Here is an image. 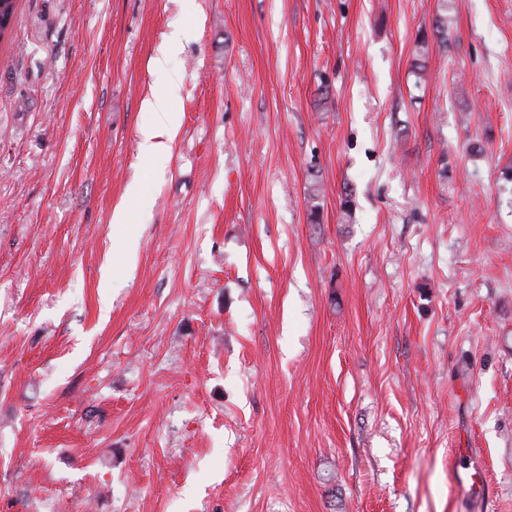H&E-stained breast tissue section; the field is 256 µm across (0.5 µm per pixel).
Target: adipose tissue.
Instances as JSON below:
<instances>
[{
  "label": "adipose tissue",
  "instance_id": "ef3b65f1",
  "mask_svg": "<svg viewBox=\"0 0 512 512\" xmlns=\"http://www.w3.org/2000/svg\"><path fill=\"white\" fill-rule=\"evenodd\" d=\"M180 83L177 78H170L163 91L153 93L146 98L142 106L152 112L155 121L151 126L142 129L140 134V149L151 154L158 163H165L168 157V143L175 135L180 125L181 116L173 104L178 98Z\"/></svg>",
  "mask_w": 512,
  "mask_h": 512
}]
</instances>
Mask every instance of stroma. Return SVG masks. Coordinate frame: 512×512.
<instances>
[{"mask_svg":"<svg viewBox=\"0 0 512 512\" xmlns=\"http://www.w3.org/2000/svg\"><path fill=\"white\" fill-rule=\"evenodd\" d=\"M456 448L512 512V0H19L0 512H468ZM180 83L177 78H170L166 88L146 98L142 106L154 113L155 122L141 130L140 150L151 154L162 165L168 157V142L180 125L181 116L173 104L179 97Z\"/></svg>","mask_w":512,"mask_h":512,"instance_id":"obj_1","label":"stroma"}]
</instances>
